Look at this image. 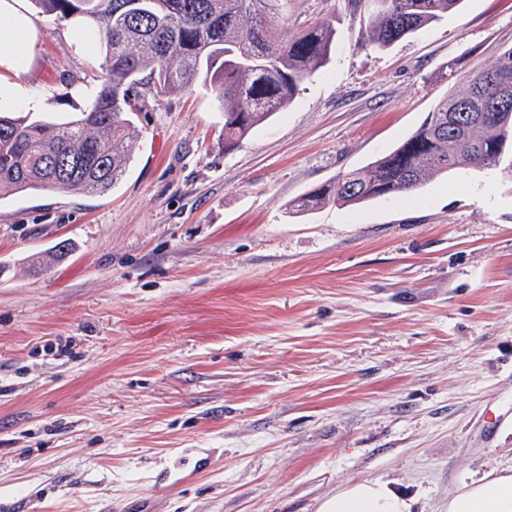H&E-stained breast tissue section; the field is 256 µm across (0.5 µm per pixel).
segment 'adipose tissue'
Returning a JSON list of instances; mask_svg holds the SVG:
<instances>
[{
	"mask_svg": "<svg viewBox=\"0 0 512 512\" xmlns=\"http://www.w3.org/2000/svg\"><path fill=\"white\" fill-rule=\"evenodd\" d=\"M40 29L26 0H0V109H38L25 78ZM414 500L384 481L342 486L319 502L317 512H413ZM448 512H512V469L462 483L448 497Z\"/></svg>",
	"mask_w": 512,
	"mask_h": 512,
	"instance_id": "1",
	"label": "adipose tissue"
}]
</instances>
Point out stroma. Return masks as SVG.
<instances>
[{"instance_id":"35a3bbf8","label":"stroma","mask_w":512,"mask_h":512,"mask_svg":"<svg viewBox=\"0 0 512 512\" xmlns=\"http://www.w3.org/2000/svg\"><path fill=\"white\" fill-rule=\"evenodd\" d=\"M372 7L288 0L283 36L328 16L336 49L233 149L198 83L134 115L111 192L0 198V512H317L357 480L447 512L512 466V177L288 211L512 47V0L384 49ZM40 21L28 118L70 121L101 57ZM62 241L69 260L32 275Z\"/></svg>"}]
</instances>
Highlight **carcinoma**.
Returning <instances> with one entry per match:
<instances>
[{"label":"carcinoma","instance_id":"1","mask_svg":"<svg viewBox=\"0 0 512 512\" xmlns=\"http://www.w3.org/2000/svg\"><path fill=\"white\" fill-rule=\"evenodd\" d=\"M63 20L88 18L103 47V81L87 109L66 122L0 115V197L27 191L105 194L126 174L139 130L129 114L145 95L211 87L224 108V149L284 111L300 85L328 62L336 42L330 19L281 37L280 0H31ZM368 44L384 48L457 9L461 0H374ZM496 101L498 118L487 116ZM512 174V47L473 72L467 88L443 98L392 152L349 170L288 203L290 211L356 206L409 194L448 170Z\"/></svg>","mask_w":512,"mask_h":512}]
</instances>
